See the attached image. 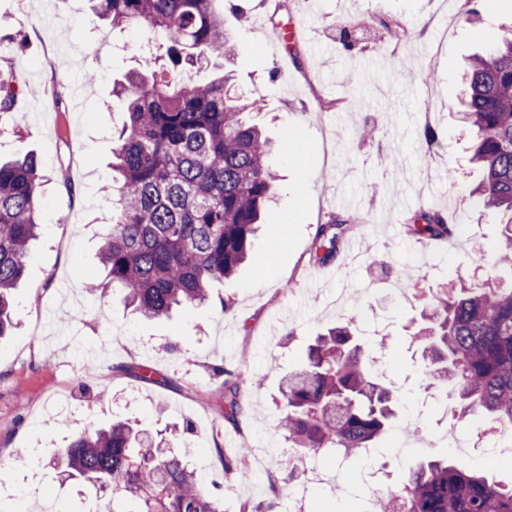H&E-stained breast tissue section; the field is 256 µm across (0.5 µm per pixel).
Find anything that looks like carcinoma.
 <instances>
[{
	"mask_svg": "<svg viewBox=\"0 0 512 512\" xmlns=\"http://www.w3.org/2000/svg\"><path fill=\"white\" fill-rule=\"evenodd\" d=\"M112 27L139 26L172 68L151 77L131 73L114 83L127 119L112 148L111 229L99 259L112 288L140 315L163 318L205 303L211 285L232 278L251 255L262 210L275 192L270 146L246 122L243 102L225 88L227 77L176 84L168 73L237 47L214 8L215 0H90ZM466 118L474 129V160L483 169L472 190L479 202L509 216L495 270L512 273V32L475 58L468 72ZM26 89L0 81V116L21 111ZM41 163L32 155L0 161V337L13 327L12 290L31 259L40 224ZM345 221L320 226L312 255L332 258ZM411 231L423 238L453 234L437 210ZM421 341L432 385L450 389L458 415L490 414L512 424V281L484 288L460 285L434 297ZM241 378L224 382V419L242 412ZM280 430L302 449L334 448L343 458L371 448L394 412L392 391L371 374L351 324L332 327L308 346L305 364L281 378ZM251 448L224 458V471L242 479ZM56 464L84 478L101 495L143 500L144 512H220L181 456L114 423L74 436ZM378 512H512V485L502 486L460 463L429 460L401 487L384 495Z\"/></svg>",
	"mask_w": 512,
	"mask_h": 512,
	"instance_id": "cac0c4a2",
	"label": "carcinoma"
}]
</instances>
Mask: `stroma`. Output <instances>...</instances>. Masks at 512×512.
<instances>
[{
  "instance_id": "obj_1",
  "label": "stroma",
  "mask_w": 512,
  "mask_h": 512,
  "mask_svg": "<svg viewBox=\"0 0 512 512\" xmlns=\"http://www.w3.org/2000/svg\"><path fill=\"white\" fill-rule=\"evenodd\" d=\"M224 27L238 46L230 64L239 91L271 141L278 175L254 250L266 268L243 265L214 284L210 303L163 320L134 313L120 292L101 293L98 252L108 226L112 132L126 118L112 84L151 73L148 34L111 29L89 0H0V75L38 92V111L0 122V154L42 163L33 259L14 290L12 335L0 338V508L15 512L54 497L74 512L94 495L64 478L54 459L75 434L129 422L153 440L190 438L186 461L203 486L240 512L244 502L283 501L300 483L281 458L262 481L224 473L218 452L287 443L278 431L282 374L332 324L354 321L372 336L373 371L398 389L395 416L372 466L399 484L426 459L452 458L456 400L431 388L412 335L444 284L483 286L507 218L476 207L481 178L460 104L470 59L512 30L506 0H224ZM95 72L86 82V72ZM454 199L466 236L423 244L408 235L431 189ZM359 217L330 261L311 259L321 224ZM426 250L408 266L406 251ZM150 366L155 379L138 378ZM248 380L238 426L225 422L224 372ZM31 448L33 460L17 451ZM343 473L348 494L309 486L310 512H367L375 500L359 465Z\"/></svg>"
}]
</instances>
